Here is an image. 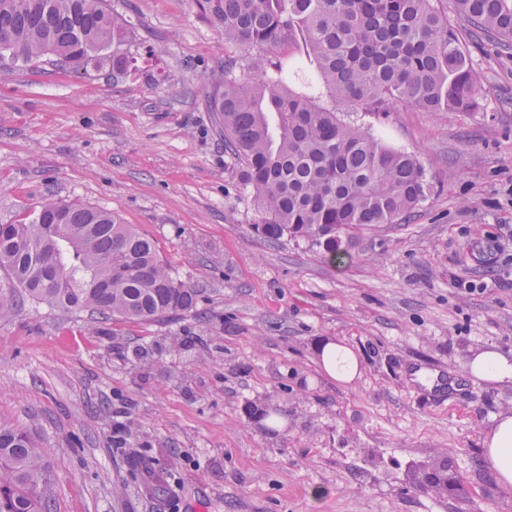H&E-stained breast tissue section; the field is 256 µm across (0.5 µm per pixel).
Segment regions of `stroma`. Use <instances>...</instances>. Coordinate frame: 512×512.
Instances as JSON below:
<instances>
[{
	"mask_svg": "<svg viewBox=\"0 0 512 512\" xmlns=\"http://www.w3.org/2000/svg\"><path fill=\"white\" fill-rule=\"evenodd\" d=\"M109 4L137 74L0 59V224L50 200L110 211L200 301L143 322L27 300L0 320V427L47 448L51 512H512L478 465L512 386L431 390L479 351L512 359V48L449 8L480 106L373 117L431 191L401 223L339 233L337 264L322 238L254 231L208 109L224 38L195 0ZM327 340L356 378L326 374ZM444 460L462 491L423 486ZM321 363L326 373L336 380H350L359 372V362L347 346L329 341L321 349Z\"/></svg>",
	"mask_w": 512,
	"mask_h": 512,
	"instance_id": "35a3bbf8",
	"label": "stroma"
}]
</instances>
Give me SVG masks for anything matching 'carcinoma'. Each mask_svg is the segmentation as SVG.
Returning <instances> with one entry per match:
<instances>
[{
	"label": "carcinoma",
	"mask_w": 512,
	"mask_h": 512,
	"mask_svg": "<svg viewBox=\"0 0 512 512\" xmlns=\"http://www.w3.org/2000/svg\"><path fill=\"white\" fill-rule=\"evenodd\" d=\"M436 0H198L224 44V81L208 94L270 241L317 235L334 262L336 233L396 224L427 198L419 159L383 143L359 113L393 103L431 112L478 105L472 69ZM474 27L512 46V0H455ZM132 25L107 0H0V58L42 56L112 75L136 72L121 47ZM301 37L316 65L274 60ZM276 117L271 129L270 115ZM0 268L38 303L125 320L158 321L196 308L199 291L172 274L153 241L112 213L48 202L27 224L0 228ZM45 449L0 428V512H49Z\"/></svg>",
	"instance_id": "obj_1"
}]
</instances>
